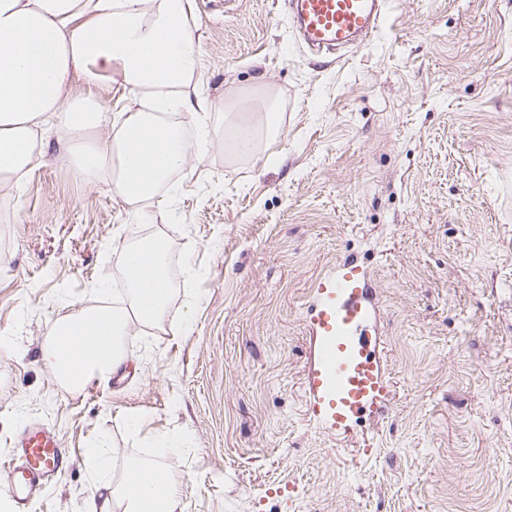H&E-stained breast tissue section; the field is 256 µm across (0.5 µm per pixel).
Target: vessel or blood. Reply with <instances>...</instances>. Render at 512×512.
I'll return each instance as SVG.
<instances>
[{
  "instance_id": "b4317fda",
  "label": "vessel or blood",
  "mask_w": 512,
  "mask_h": 512,
  "mask_svg": "<svg viewBox=\"0 0 512 512\" xmlns=\"http://www.w3.org/2000/svg\"><path fill=\"white\" fill-rule=\"evenodd\" d=\"M288 19L313 51L337 50L370 39L386 19L387 0H287ZM375 317L371 281L357 259L336 264L316 289L311 330L313 357L305 374V398L315 421L350 440L362 415L380 413L392 399V383L376 339L367 335ZM13 459L0 465V490L25 512L70 458L47 428L31 424L13 444Z\"/></svg>"
}]
</instances>
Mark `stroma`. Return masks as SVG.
I'll return each instance as SVG.
<instances>
[{"label":"stroma","mask_w":512,"mask_h":512,"mask_svg":"<svg viewBox=\"0 0 512 512\" xmlns=\"http://www.w3.org/2000/svg\"><path fill=\"white\" fill-rule=\"evenodd\" d=\"M389 9L367 44L315 55L282 0H192L214 109L203 145L182 118L172 202L133 216L51 155L0 188V461L32 421L72 458L28 512H82L103 435L114 477L171 467L182 512H512V0ZM256 85L282 134L234 156L225 103ZM159 232L163 327L131 328L123 376L67 391L41 359L53 321L98 281L125 300L113 248ZM350 255L393 385L355 427L367 450L318 427L303 393L313 288ZM171 436L174 455L157 448Z\"/></svg>","instance_id":"1"}]
</instances>
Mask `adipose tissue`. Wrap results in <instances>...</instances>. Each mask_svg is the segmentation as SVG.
<instances>
[{"mask_svg":"<svg viewBox=\"0 0 512 512\" xmlns=\"http://www.w3.org/2000/svg\"><path fill=\"white\" fill-rule=\"evenodd\" d=\"M191 15V0H0V187H21L53 144L77 176L107 177L126 204L154 198L186 164L183 115L212 110L196 90ZM112 81L133 94L134 107L109 112L100 91ZM280 132L279 113L267 107L258 123L236 126L233 149L252 155ZM118 252L127 307L113 308L100 283L99 304H75L43 345L46 367L70 390L117 373L130 325L162 324L171 300L165 238ZM85 466L93 481L83 512H179L181 481L164 463H133L113 482L100 440Z\"/></svg>","mask_w":512,"mask_h":512,"instance_id":"1","label":"adipose tissue"}]
</instances>
